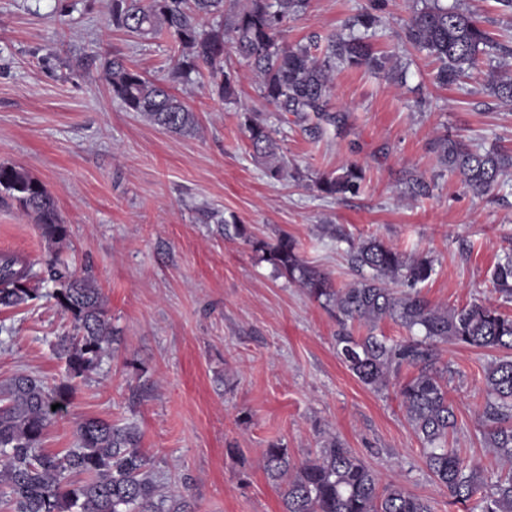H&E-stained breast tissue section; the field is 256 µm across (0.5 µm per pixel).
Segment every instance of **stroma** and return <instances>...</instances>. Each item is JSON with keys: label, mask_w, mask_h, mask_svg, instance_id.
I'll use <instances>...</instances> for the list:
<instances>
[{"label": "stroma", "mask_w": 512, "mask_h": 512, "mask_svg": "<svg viewBox=\"0 0 512 512\" xmlns=\"http://www.w3.org/2000/svg\"><path fill=\"white\" fill-rule=\"evenodd\" d=\"M412 8L413 0H310L291 22L289 42L321 44L371 12L383 21L374 50L407 65L401 83L336 69V123L318 135L266 104L239 57L230 59L234 104L213 95L206 77H173L168 42L115 29L111 0H0V164L52 193L70 229L63 252L76 271L91 270L119 336L48 428L47 451L72 447L86 418L133 423L165 490H188L196 512H283L264 448L282 444L301 462L334 437L381 483L402 484L433 512H459L428 470L398 393L413 369L382 388L361 383L336 354L334 310L219 226L243 224L270 242L288 236L337 288L358 279L349 253L374 237L432 260L422 290L431 304L477 300L512 314L490 284L512 253V168L500 189L477 195L437 148L451 132L512 155V103L485 87L489 74L512 77V60L492 56L490 72L438 86L436 64L402 47ZM112 57L168 83L196 113V130L166 131L114 99L104 74ZM244 108L276 129L285 179L267 178L247 148ZM350 164L366 176L357 194L331 200L313 188L315 177ZM412 178L425 194L408 192ZM4 251L38 272L49 256L33 218L7 198ZM1 324L11 333L0 334V384L22 372L63 378L52 346L72 326L53 299L0 309ZM436 354L457 417L448 445L496 476L483 421L485 372L500 353L440 343Z\"/></svg>", "instance_id": "stroma-1"}]
</instances>
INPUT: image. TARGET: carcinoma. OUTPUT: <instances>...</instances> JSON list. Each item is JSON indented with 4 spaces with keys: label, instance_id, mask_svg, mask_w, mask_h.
<instances>
[{
    "label": "carcinoma",
    "instance_id": "obj_1",
    "mask_svg": "<svg viewBox=\"0 0 512 512\" xmlns=\"http://www.w3.org/2000/svg\"><path fill=\"white\" fill-rule=\"evenodd\" d=\"M308 0H242L224 25L201 30L204 21L224 14L226 0H112V26L141 37H166L175 57V74L187 76L206 69L219 99L237 102L236 79L227 55L236 53L258 78L259 95L283 114L316 120L315 129L336 124L329 108L332 74L337 67L393 76L398 65L378 55L368 32L380 19L365 12L354 17L346 36L331 35L324 49L288 42V24L306 9ZM404 24L403 40L437 64L435 81L451 86L480 65L494 50L512 57V43L499 42L475 17L448 7L442 0H418ZM112 97L146 120L169 132L189 134L197 126L192 109L163 82L146 77L120 58L105 61ZM489 89L512 102V78L490 75ZM249 149L260 159L267 177L286 175V165L273 131L260 115L246 111L243 122ZM441 161L476 194L500 185L512 156L497 150L473 149L449 135L438 141ZM363 169L350 165L339 174H321L313 187L327 198L358 192ZM14 199L33 216L50 258L47 276L18 257L0 255V308L25 305L37 297L31 283L50 282L48 296L71 320L73 333L61 339L66 377L55 385L30 374L16 375L0 385V504L9 512H194L183 493H168L157 482L150 460L141 451L137 426L86 418L76 427V444L62 454L42 451L47 429L68 411L77 382L84 380L111 354L118 337L112 329L103 293L93 276L71 269L62 256L70 230L43 183L15 166L0 164V194ZM224 236L245 239L259 259L305 288L317 301L336 310L342 329L336 353L359 381L380 388L403 367L417 375L399 385L408 419L423 446L428 469L448 490V503L464 507L483 491L486 479L469 460L447 447L456 425L453 405L435 367L433 346L451 343L503 352L487 368V442L506 471L492 492L480 497L479 512H512V315L499 307L474 301L442 309L432 305L419 285L434 271L426 256H408L375 238L350 254L352 265L368 274L348 288H334L327 274L301 259L294 240L283 236L271 243L252 235L243 224L224 225ZM392 282L406 283L398 292ZM494 290L512 301V255L490 274ZM386 320L416 336L394 341L374 330ZM350 322L369 327L355 336ZM58 408H53V405ZM263 468L278 482L284 512H432L429 501L399 483L380 485L378 476L350 449L334 438L319 455L300 464L288 450L271 444L262 453Z\"/></svg>",
    "mask_w": 512,
    "mask_h": 512
}]
</instances>
